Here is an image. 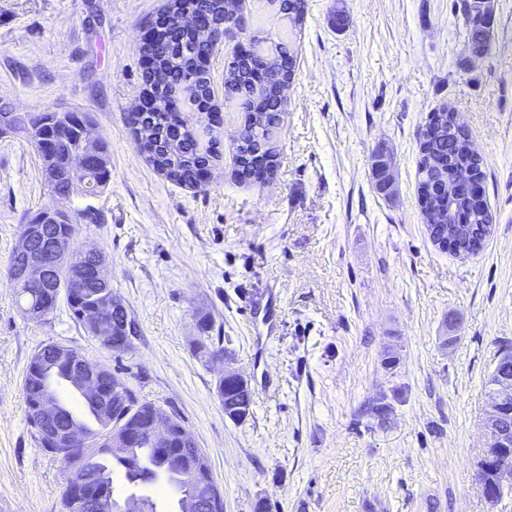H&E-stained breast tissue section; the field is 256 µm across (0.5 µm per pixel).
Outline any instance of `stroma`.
<instances>
[{
    "instance_id": "1",
    "label": "stroma",
    "mask_w": 512,
    "mask_h": 512,
    "mask_svg": "<svg viewBox=\"0 0 512 512\" xmlns=\"http://www.w3.org/2000/svg\"><path fill=\"white\" fill-rule=\"evenodd\" d=\"M165 3L0 0V106L24 121L89 113L110 169L98 195L78 185L60 199L24 134L0 132V512L60 510L62 467L40 448L22 390L48 343L118 371L139 402L180 420L224 512H512V494L490 504L475 476L485 382L512 344V0H494L491 50L469 64L454 0H306L265 183L233 175L244 118L224 106V43L209 65L216 120L186 115L217 153L192 188L154 168L129 122L141 38ZM339 9L341 31L328 21ZM442 106L486 164L494 221L474 257L435 247L419 202V141ZM60 205L80 216L73 249L108 259L138 329L127 352L101 349L66 303L38 322L19 308L8 274L19 227ZM203 317L230 361L195 352ZM227 368L251 387L239 423L217 394ZM379 401L382 420L369 412Z\"/></svg>"
}]
</instances>
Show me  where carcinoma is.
Returning a JSON list of instances; mask_svg holds the SVG:
<instances>
[{
    "instance_id": "1",
    "label": "carcinoma",
    "mask_w": 512,
    "mask_h": 512,
    "mask_svg": "<svg viewBox=\"0 0 512 512\" xmlns=\"http://www.w3.org/2000/svg\"><path fill=\"white\" fill-rule=\"evenodd\" d=\"M182 6L196 14L209 12L217 17L224 14V0H172L171 6ZM455 11L461 14L466 32V46L472 55H487L491 48V26L480 17L482 4L479 0H457ZM253 53L248 56L233 51L224 65L237 86V93L224 96V106L234 107L244 113L241 139L245 145L232 144L233 159L239 168H244L256 156L265 151L273 142V133L282 121L283 104L277 95L275 76L278 71L296 68V35L290 31L277 40L264 44L254 36ZM216 46L196 39L188 29L176 22V16L169 18L166 29L152 45L153 67L142 73L144 85L152 89L156 104L154 109L142 118L132 116L131 121L141 122L152 130L153 140L150 161L157 169L167 170L166 178L179 185L193 182L197 167L208 166L215 158L214 147L202 146L198 134L181 119L178 111L172 109L175 102H182L189 112H196L212 98L210 73L200 68V61L215 54ZM56 134L59 139L56 150L65 157L77 143L73 122L80 120L90 123L86 114L75 112L58 113ZM433 136L419 150L417 160L418 189L430 185L438 170L448 172L452 178L466 171L470 158L468 145L469 131L460 134L448 133V122L438 112L429 119ZM50 190L59 197H69V175L62 169L55 178L48 181ZM448 206L445 197L437 196L427 207L425 222L433 243L448 244L446 251L468 257L479 254L485 247L491 233L493 215L489 207L474 210L460 204L458 214L465 218L448 228ZM60 287L74 288L84 298L99 293L112 292V286L103 287L88 277L84 265L64 262L59 267ZM16 295L22 305L35 306L48 295V290L31 288L22 282L14 283ZM197 350L205 353L224 351L221 337L202 336L196 342ZM57 344H46L31 357L23 377V394L30 399L37 393L58 394L57 387L66 381L67 365L57 359ZM512 377V346L504 345L498 353L494 369L486 385L499 377ZM91 411L96 427L75 420L73 412L61 405L60 420L83 430L92 440L94 448L89 457L96 460L89 470L91 485L100 493L112 492V470L107 465V456L119 460L125 467V478L131 484L145 485L163 482L180 492L178 512H192L194 504V482L197 481L192 467L183 462L175 464L171 454L163 453L152 446L148 436H143L135 448L112 446V405L83 399ZM478 479L487 498L502 495L499 474L491 469L478 468Z\"/></svg>"
}]
</instances>
